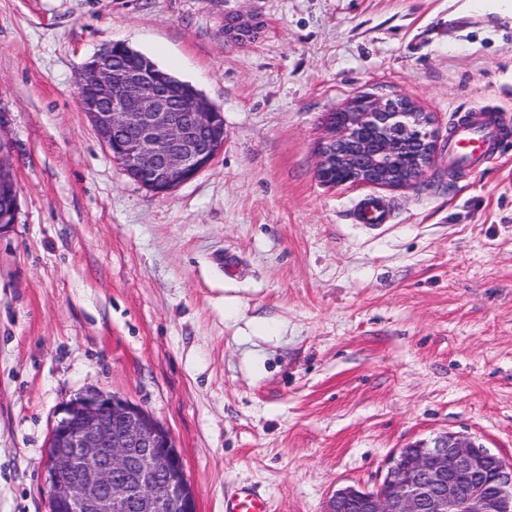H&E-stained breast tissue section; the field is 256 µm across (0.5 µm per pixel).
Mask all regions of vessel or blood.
Masks as SVG:
<instances>
[{
  "label": "vessel or blood",
  "instance_id": "obj_1",
  "mask_svg": "<svg viewBox=\"0 0 512 512\" xmlns=\"http://www.w3.org/2000/svg\"><path fill=\"white\" fill-rule=\"evenodd\" d=\"M501 118L492 110L476 108L466 112L448 132V166L474 171L489 163L499 153ZM391 211L380 199L359 201L352 220L368 229L389 223ZM224 512H270L268 500L250 488L238 489L224 499Z\"/></svg>",
  "mask_w": 512,
  "mask_h": 512
}]
</instances>
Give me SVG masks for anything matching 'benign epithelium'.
Listing matches in <instances>:
<instances>
[{
	"label": "benign epithelium",
	"mask_w": 512,
	"mask_h": 512,
	"mask_svg": "<svg viewBox=\"0 0 512 512\" xmlns=\"http://www.w3.org/2000/svg\"><path fill=\"white\" fill-rule=\"evenodd\" d=\"M113 49L82 67L79 105L113 161L141 186L166 194L194 179L224 149V113L196 90L178 104L142 59L112 64ZM435 118L404 96H358L331 113L316 175L325 185L408 188L430 167ZM0 140V186L16 191ZM491 452L444 432L401 448L374 490L336 489L327 512L351 502L358 512H512V464L486 489ZM45 484L63 512H195L194 495L170 431L128 398L86 391L65 403L52 426Z\"/></svg>",
	"instance_id": "1"
}]
</instances>
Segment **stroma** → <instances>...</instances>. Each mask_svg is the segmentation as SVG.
Returning <instances> with one entry per match:
<instances>
[{"mask_svg":"<svg viewBox=\"0 0 512 512\" xmlns=\"http://www.w3.org/2000/svg\"><path fill=\"white\" fill-rule=\"evenodd\" d=\"M250 24L243 42L229 26ZM123 42L224 114V150L154 194L81 112ZM405 96L442 136L410 188L323 185L353 98ZM500 111L498 160L451 178L453 116ZM0 512H50L49 435L89 389L172 434L196 512L374 488L443 432L512 461V17L479 0H0ZM367 197L393 220L353 223ZM224 512H270L268 500L250 488H240L224 499Z\"/></svg>","mask_w":512,"mask_h":512,"instance_id":"35a3bbf8","label":"stroma"}]
</instances>
